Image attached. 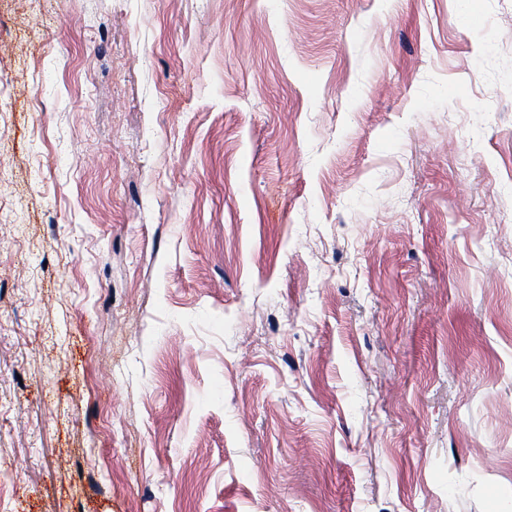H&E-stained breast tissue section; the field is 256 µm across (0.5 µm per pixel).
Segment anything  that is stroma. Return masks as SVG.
Listing matches in <instances>:
<instances>
[{
  "label": "stroma",
  "instance_id": "stroma-1",
  "mask_svg": "<svg viewBox=\"0 0 512 512\" xmlns=\"http://www.w3.org/2000/svg\"><path fill=\"white\" fill-rule=\"evenodd\" d=\"M0 0V512H512V0Z\"/></svg>",
  "mask_w": 512,
  "mask_h": 512
}]
</instances>
